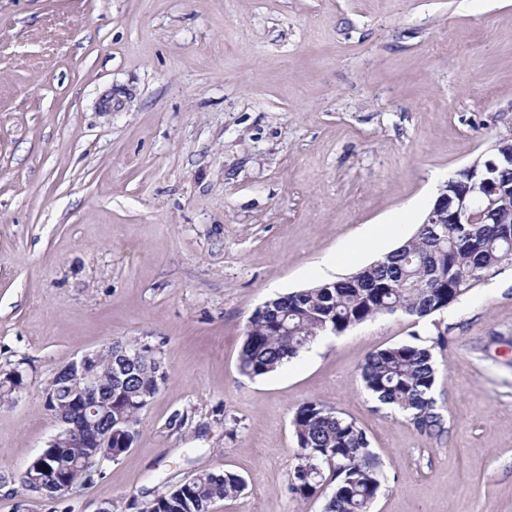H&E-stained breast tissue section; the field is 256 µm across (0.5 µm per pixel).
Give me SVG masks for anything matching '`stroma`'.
I'll list each match as a JSON object with an SVG mask.
<instances>
[{
	"mask_svg": "<svg viewBox=\"0 0 512 512\" xmlns=\"http://www.w3.org/2000/svg\"><path fill=\"white\" fill-rule=\"evenodd\" d=\"M509 132L512 0H0V512H51L18 481L61 429L44 385L115 340L168 380L71 512H144L202 471L246 481L211 512H323L289 491L310 399L367 433L371 512H512V265L424 320L238 369L256 308L396 248ZM439 329L432 439L360 368Z\"/></svg>",
	"mask_w": 512,
	"mask_h": 512,
	"instance_id": "obj_1",
	"label": "stroma"
}]
</instances>
